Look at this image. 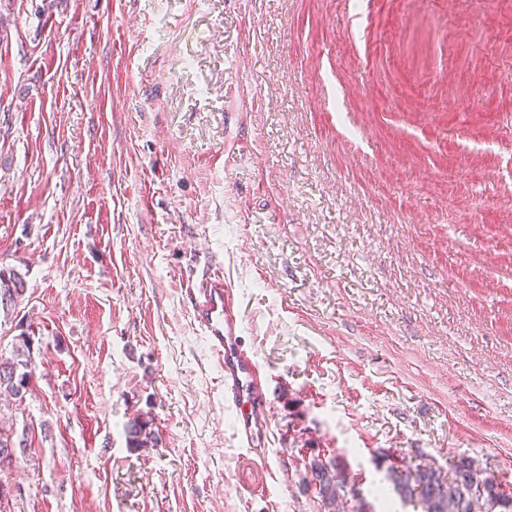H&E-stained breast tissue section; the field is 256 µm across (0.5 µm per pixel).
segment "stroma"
I'll return each instance as SVG.
<instances>
[{"label": "stroma", "mask_w": 512, "mask_h": 512, "mask_svg": "<svg viewBox=\"0 0 512 512\" xmlns=\"http://www.w3.org/2000/svg\"><path fill=\"white\" fill-rule=\"evenodd\" d=\"M0 268L34 339L11 512H367L386 455L512 493V0H0ZM274 377L240 448L181 280ZM149 420L157 446L124 425ZM26 292V280L22 273L14 269H0V308L9 310L15 307ZM305 468L308 482L315 486V491L328 512H335L339 502L343 503V500L347 502L348 495L355 497L348 478L336 464V458L326 457L325 454L321 458L318 454L316 458L310 460L309 466L305 465Z\"/></svg>", "instance_id": "1"}]
</instances>
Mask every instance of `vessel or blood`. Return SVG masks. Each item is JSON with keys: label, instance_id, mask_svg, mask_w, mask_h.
Wrapping results in <instances>:
<instances>
[{"label": "vessel or blood", "instance_id": "vessel-or-blood-1", "mask_svg": "<svg viewBox=\"0 0 512 512\" xmlns=\"http://www.w3.org/2000/svg\"><path fill=\"white\" fill-rule=\"evenodd\" d=\"M185 296L224 375V398L237 416L238 445L256 448L271 423L272 378L241 336L242 319L234 289L223 274L212 270L189 276Z\"/></svg>", "mask_w": 512, "mask_h": 512}]
</instances>
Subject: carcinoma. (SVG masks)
<instances>
[{"mask_svg":"<svg viewBox=\"0 0 512 512\" xmlns=\"http://www.w3.org/2000/svg\"><path fill=\"white\" fill-rule=\"evenodd\" d=\"M26 292V280L14 269H0V308L16 306ZM34 373L32 339L22 333L9 353L0 351V397L21 402L29 390ZM128 443L142 448L158 443V434L149 422L133 419L127 422ZM29 434L13 429H0V472L10 466L17 453L28 447ZM308 482L327 512H336V505L354 495L346 475L331 456L316 457L306 467ZM388 480L402 501L418 499L424 512H512V495L500 489L495 479L468 459L455 466L448 478H443L427 464L400 463L390 465Z\"/></svg>","mask_w":512,"mask_h":512,"instance_id":"carcinoma-1","label":"carcinoma"}]
</instances>
